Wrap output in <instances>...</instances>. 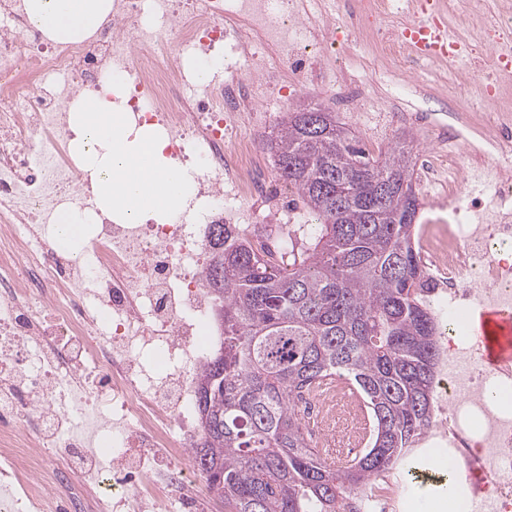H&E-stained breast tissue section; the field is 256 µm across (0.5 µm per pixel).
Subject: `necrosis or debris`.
Returning a JSON list of instances; mask_svg holds the SVG:
<instances>
[{
	"mask_svg": "<svg viewBox=\"0 0 512 512\" xmlns=\"http://www.w3.org/2000/svg\"><path fill=\"white\" fill-rule=\"evenodd\" d=\"M24 0H0V512H210L189 453L199 437L193 379L212 343L206 272L216 224H279L300 208L264 174L249 130L270 91L319 79L312 58L361 37L407 65L414 57L386 16L411 0H356L342 24H317L316 0H112L81 42H54ZM223 61L199 83L202 56ZM131 130L154 126L168 156L200 188L168 222L101 216L69 252L55 217L95 210L75 154L74 99L104 92ZM447 150L417 172L454 217L418 233L427 297L447 322L434 398L441 440L470 512H512V360L480 367L464 316L512 312V113L488 133L428 126Z\"/></svg>",
	"mask_w": 512,
	"mask_h": 512,
	"instance_id": "obj_1",
	"label": "necrosis or debris"
}]
</instances>
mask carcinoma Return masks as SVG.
Returning a JSON list of instances; mask_svg holds the SVG:
<instances>
[{"label":"carcinoma","instance_id":"1","mask_svg":"<svg viewBox=\"0 0 512 512\" xmlns=\"http://www.w3.org/2000/svg\"><path fill=\"white\" fill-rule=\"evenodd\" d=\"M272 149L315 223L276 253L249 224L214 225L216 338L194 379L190 460L224 512H357L432 421L440 350L410 151L376 157L320 107L290 113ZM336 376L363 399L369 445L333 471L291 397Z\"/></svg>","mask_w":512,"mask_h":512}]
</instances>
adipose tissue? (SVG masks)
Segmentation results:
<instances>
[{"instance_id": "obj_1", "label": "adipose tissue", "mask_w": 512, "mask_h": 512, "mask_svg": "<svg viewBox=\"0 0 512 512\" xmlns=\"http://www.w3.org/2000/svg\"><path fill=\"white\" fill-rule=\"evenodd\" d=\"M25 9L48 39L78 41L101 28L112 0H26ZM71 112L74 148L92 173L102 212L138 224L173 214L193 190V174L165 158L149 136L129 137L111 91L78 97Z\"/></svg>"}]
</instances>
